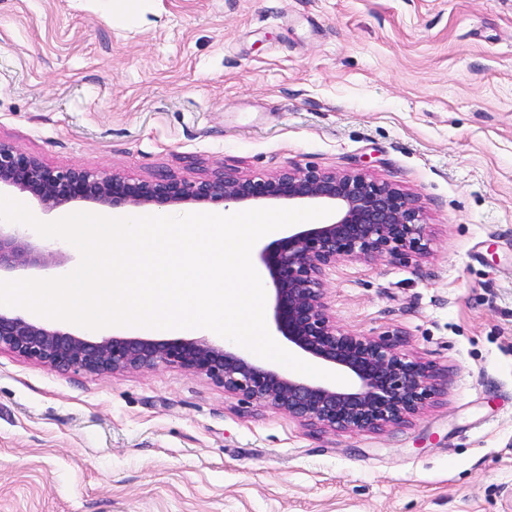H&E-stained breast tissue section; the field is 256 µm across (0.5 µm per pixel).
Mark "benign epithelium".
Listing matches in <instances>:
<instances>
[{
  "label": "benign epithelium",
  "instance_id": "1",
  "mask_svg": "<svg viewBox=\"0 0 512 512\" xmlns=\"http://www.w3.org/2000/svg\"><path fill=\"white\" fill-rule=\"evenodd\" d=\"M45 211L76 202L137 213L208 202L231 206L288 202L334 209L329 222L295 228L259 252L269 276L272 321L288 348L338 372L348 383L297 377L230 343L205 337L101 339L0 311V351L58 370L95 374L179 367L224 387L241 404L288 414L321 432H377L405 423L445 394L448 370L413 355L399 332L372 336L342 329L323 277L342 259L400 260L426 249L418 200L359 173L314 167L254 179L216 170L205 177L132 180L82 167L52 169L0 141V190ZM35 230L0 219V273L54 269L64 252L40 245Z\"/></svg>",
  "mask_w": 512,
  "mask_h": 512
}]
</instances>
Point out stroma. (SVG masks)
Listing matches in <instances>:
<instances>
[{
	"label": "stroma",
	"instance_id": "35a3bbf8",
	"mask_svg": "<svg viewBox=\"0 0 512 512\" xmlns=\"http://www.w3.org/2000/svg\"><path fill=\"white\" fill-rule=\"evenodd\" d=\"M0 0V140L142 180L364 173L425 257L327 270L344 329L448 369L410 423L324 433L180 368L0 352V512H512V0Z\"/></svg>",
	"mask_w": 512,
	"mask_h": 512
}]
</instances>
